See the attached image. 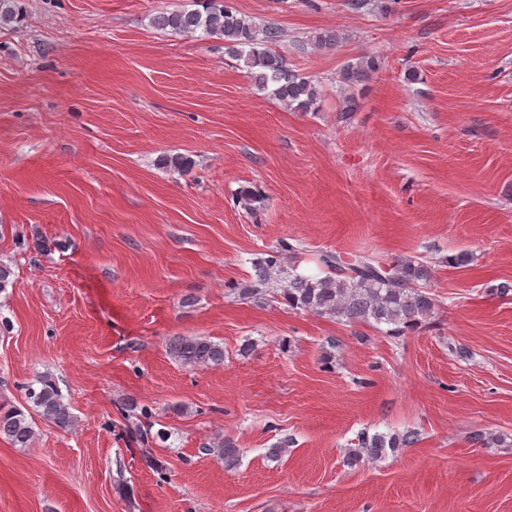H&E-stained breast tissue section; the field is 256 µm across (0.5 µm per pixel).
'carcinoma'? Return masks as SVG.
<instances>
[{"instance_id": "cac0c4a2", "label": "carcinoma", "mask_w": 512, "mask_h": 512, "mask_svg": "<svg viewBox=\"0 0 512 512\" xmlns=\"http://www.w3.org/2000/svg\"><path fill=\"white\" fill-rule=\"evenodd\" d=\"M19 0H0V26L11 25L22 19ZM194 8L162 12L154 17V24L174 34L196 33L224 41V50L244 63L255 83L268 90L290 109L309 112L315 109L317 86L307 76L288 68L286 56L278 51L283 39L276 25L262 28L248 17L239 14L229 0H193ZM380 63L373 56H363L347 63L338 78L351 91L377 72ZM164 164L179 172L192 166L189 156L168 155ZM298 247L284 242L277 250L254 260V284L240 289L244 298H255L262 289L283 281L280 296L293 309L318 316L334 317L349 324L386 325V334L400 336L416 329L432 317L438 308V299L421 283L429 280L430 268L416 257H402L394 261L391 272L380 268V262L369 254L342 257L326 252L319 256L325 276L314 278L297 272L295 255ZM171 355L183 366L202 369L224 363V346L203 336H178L169 342ZM26 398L43 418L61 428H69L74 419L70 406L56 382L49 375H41L26 385ZM0 437L16 448H29L35 441L33 420L22 409L8 404L0 405ZM419 441L418 432L360 433L355 447L348 449L346 459L351 464L377 461L387 451L410 448ZM206 451L231 466L239 460L241 449L225 438Z\"/></svg>"}]
</instances>
